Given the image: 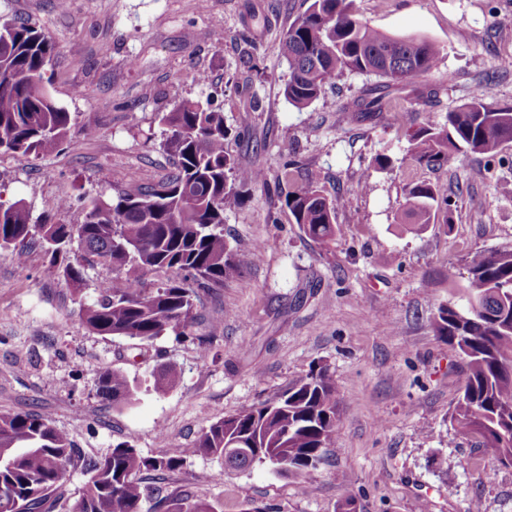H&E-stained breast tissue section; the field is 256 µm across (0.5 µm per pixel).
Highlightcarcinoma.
I'll list each match as a JSON object with an SVG mask.
<instances>
[{
  "mask_svg": "<svg viewBox=\"0 0 512 512\" xmlns=\"http://www.w3.org/2000/svg\"><path fill=\"white\" fill-rule=\"evenodd\" d=\"M355 0H311L280 37L288 61L283 95L302 108L315 101L336 77L370 74L380 82L339 109L372 118L392 112L391 88L433 70L438 46L416 37L384 35L355 17ZM57 53L55 41L30 24L0 23V153L42 155L55 151L72 128V116L47 88L46 66ZM160 122L168 128L164 150L178 160L177 172L156 187L126 188L116 200L83 201L79 224L48 218L31 223L20 201L0 200V250L37 241L51 268L81 294L86 264L112 268L119 281L98 284V297L82 304L83 324L100 336L141 343L173 332L194 341L198 319L194 292L184 280L207 288L241 274V262L224 236V213L236 208L243 189L264 180L258 169L241 168L224 148V113L211 103L183 99ZM512 144V108L486 101L477 88L470 101L448 113L441 124L424 123L411 135L409 154L417 163L441 166L458 154L494 157ZM295 161L282 164L288 186L284 205L309 238L335 239L337 201L309 178L295 177ZM451 201L431 185L412 187L395 213L396 223L422 229L450 211ZM165 270L176 277L150 286L143 276ZM468 308L438 309L435 334L457 349L467 378L451 414L464 435L498 465L512 467V250L476 252L468 263ZM149 388L166 394L176 371L162 366L150 373ZM140 383L119 369L105 371L97 392L114 405L132 403ZM339 392L325 366L313 368L276 401L250 406L210 425L190 448H166L143 455L129 442L83 465L86 480L74 512H143L148 501L139 475L170 472L197 454L222 458L232 453L239 469L278 459L285 475L306 482L337 433ZM76 455L69 436L38 414L0 413V512H55L57 493ZM152 512H219L188 493L158 497Z\"/></svg>",
  "mask_w": 512,
  "mask_h": 512,
  "instance_id": "cac0c4a2",
  "label": "carcinoma"
}]
</instances>
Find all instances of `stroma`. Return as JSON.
Returning a JSON list of instances; mask_svg holds the SVG:
<instances>
[{"label":"stroma","instance_id":"35a3bbf8","mask_svg":"<svg viewBox=\"0 0 512 512\" xmlns=\"http://www.w3.org/2000/svg\"><path fill=\"white\" fill-rule=\"evenodd\" d=\"M309 0H0V19H23L58 46L46 70L56 102L75 126L60 151L0 155V200L23 202L32 223L83 220L82 198L155 186L174 169L160 122L181 99L224 111L225 147L261 170L244 203L224 215L242 276L199 289L209 355L169 333L148 344L92 333L81 301L111 270L87 267L74 296L36 246L25 263L0 251V412L38 413L71 439L79 460L127 441L146 456L191 446L211 424L275 400L312 366H328L340 394L338 433L305 484L268 466L225 467L192 455L178 470L144 474L149 492H187L223 512H512V467H494L451 422L466 382L455 348L436 336L439 307L465 306L467 261L512 250V147L496 158L458 155L441 167L413 163L401 111L442 122L483 86L488 102L512 107V0H356L358 18L394 37H424L440 49L428 82L437 98L409 88L394 111L341 122L337 111L372 75L347 73L310 106L284 98L289 76L280 34ZM210 76L195 81L197 72ZM96 129L87 138L83 129ZM299 163L338 200L339 232L307 238L284 204V160ZM371 179L370 192L355 191ZM447 194L449 215L416 230L394 220L411 187ZM70 209L59 207L60 200ZM277 223H270L269 213ZM173 366L174 388L140 392L123 407L96 394L112 368L139 380Z\"/></svg>","mask_w":512,"mask_h":512}]
</instances>
